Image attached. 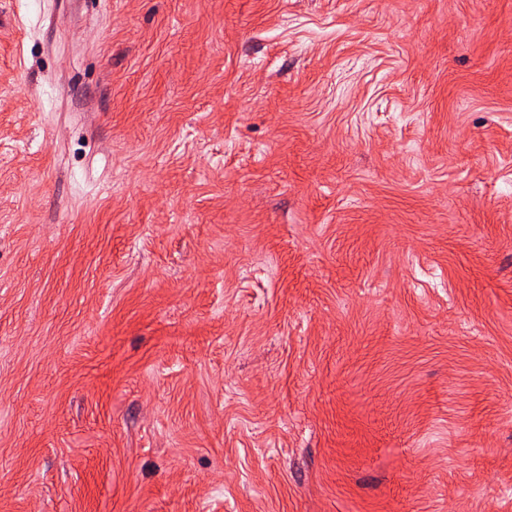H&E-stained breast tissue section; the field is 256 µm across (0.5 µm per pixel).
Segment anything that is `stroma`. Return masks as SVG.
I'll use <instances>...</instances> for the list:
<instances>
[{"mask_svg": "<svg viewBox=\"0 0 512 512\" xmlns=\"http://www.w3.org/2000/svg\"><path fill=\"white\" fill-rule=\"evenodd\" d=\"M0 512H512V0H0Z\"/></svg>", "mask_w": 512, "mask_h": 512, "instance_id": "1", "label": "stroma"}]
</instances>
